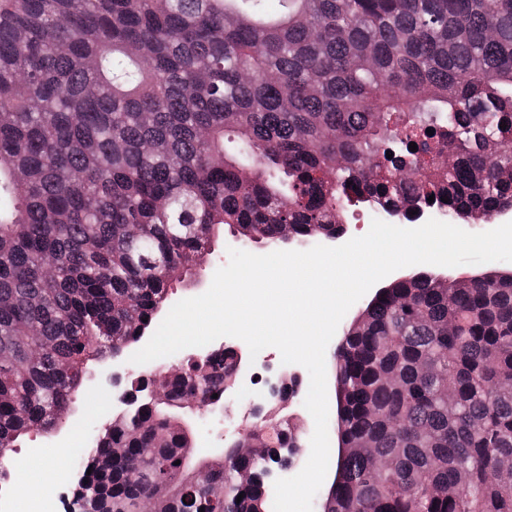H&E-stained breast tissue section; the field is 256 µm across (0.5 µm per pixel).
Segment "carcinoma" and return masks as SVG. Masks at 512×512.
Listing matches in <instances>:
<instances>
[{
	"mask_svg": "<svg viewBox=\"0 0 512 512\" xmlns=\"http://www.w3.org/2000/svg\"><path fill=\"white\" fill-rule=\"evenodd\" d=\"M265 2L0 9V487L224 226L274 247L339 232L355 201L450 224L512 208V0ZM343 336L320 512H512V270L399 277ZM238 359L139 371L70 461L86 512H139L158 481L156 512H272V447L303 445L295 381L249 431L261 457L198 459L183 423Z\"/></svg>",
	"mask_w": 512,
	"mask_h": 512,
	"instance_id": "cac0c4a2",
	"label": "carcinoma"
}]
</instances>
